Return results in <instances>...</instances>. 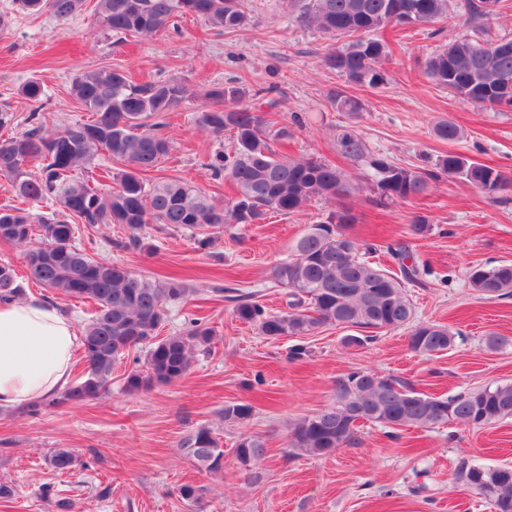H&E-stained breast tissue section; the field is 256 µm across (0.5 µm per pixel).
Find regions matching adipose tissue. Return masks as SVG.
I'll use <instances>...</instances> for the list:
<instances>
[{"label": "adipose tissue", "mask_w": 512, "mask_h": 512, "mask_svg": "<svg viewBox=\"0 0 512 512\" xmlns=\"http://www.w3.org/2000/svg\"><path fill=\"white\" fill-rule=\"evenodd\" d=\"M76 326L37 296L0 302V409L49 399L71 379Z\"/></svg>", "instance_id": "ef3b65f1"}]
</instances>
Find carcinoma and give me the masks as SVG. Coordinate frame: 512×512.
<instances>
[{
	"instance_id": "cac0c4a2",
	"label": "carcinoma",
	"mask_w": 512,
	"mask_h": 512,
	"mask_svg": "<svg viewBox=\"0 0 512 512\" xmlns=\"http://www.w3.org/2000/svg\"><path fill=\"white\" fill-rule=\"evenodd\" d=\"M498 0H309L301 22L332 39L345 43L322 57L323 67L345 82L376 88L386 82L380 62L388 54L385 33L400 27L433 23L461 7L470 21L481 23L494 15L487 8ZM83 0H13L18 13L38 15L49 10L67 22L82 10ZM97 22L109 34L152 36L193 15L219 32H236L251 21L244 0H98ZM424 74L435 84L450 88L461 98L494 108L512 105V40L478 42L468 37L449 40L425 62ZM270 90L249 93L230 85L210 91L212 104L196 116L199 128L213 134L230 133L232 151L216 153L208 167L233 188L222 204L190 181H150L146 173L169 154L163 135L169 115L189 97L179 81L136 82L121 69L97 68L78 74L71 96L92 119L51 132L30 116L21 132L0 137V177L9 181L14 196L23 203L52 202L53 214L44 217L16 205L0 208V241L24 247L27 279L65 298L94 303L92 316L81 327L80 378L53 398L18 408L21 415L35 416L65 404L100 400L112 392V374L124 357L133 356L134 367L126 373L123 388L138 393L182 378L195 356L209 352L214 332L199 318L186 331L159 336L169 303L183 298L189 289L175 278L153 279L130 270L118 261H103L76 246L81 224H119L123 240L113 242L120 250L152 249L146 237L149 224H166L195 230L197 248L206 250L213 237L200 236L226 224H255L272 212L288 215L314 197L339 200L338 207L321 224L311 225L300 236L291 256L277 262L272 274L287 290V309L270 311L248 296L237 299L233 314L268 338L308 336L326 325L373 330L406 326L412 307L405 285L418 282L420 270L407 264V247L396 242L386 253L398 265L392 272L368 255L377 248L352 236L356 222L342 199L352 192L342 169L316 157L291 158L273 148L277 141L295 136L294 125L274 122L266 113L278 101L269 98L265 108L244 104L248 95L261 97ZM24 99L40 103L46 96L38 79L18 89ZM330 105L338 112L359 116L364 103L336 91ZM435 135L444 141L461 138L451 121L438 122ZM336 151L369 171L377 202L417 198L442 179L467 184L490 198L512 188V178L499 169L450 152L430 169L402 166L382 154H374L352 125L335 129ZM119 158L125 169L111 176L113 186L100 189L74 178L73 171L92 163L100 151ZM36 163L39 172L30 170ZM472 290L489 297L512 296V264L493 269L469 268ZM26 297L13 264L0 260V301ZM455 333L441 324L411 329L409 347L433 356L451 348ZM348 385L335 390L334 400L317 413L298 420L290 430L288 447L298 455L328 457L355 443L357 431L367 423L387 427L434 428L456 421L480 428L512 416V384L486 385L448 398L424 395L374 371L358 369L343 376ZM369 406L374 414L359 424L349 411ZM224 423L244 424L252 406L231 402L221 410ZM185 454L210 471L224 464V449L210 428L204 426L185 437ZM239 463L249 468L260 461L266 447L252 436L234 448ZM49 466L67 473L79 464L71 448H55ZM456 479L468 490L490 501L495 512H512V466L463 461Z\"/></svg>"
}]
</instances>
